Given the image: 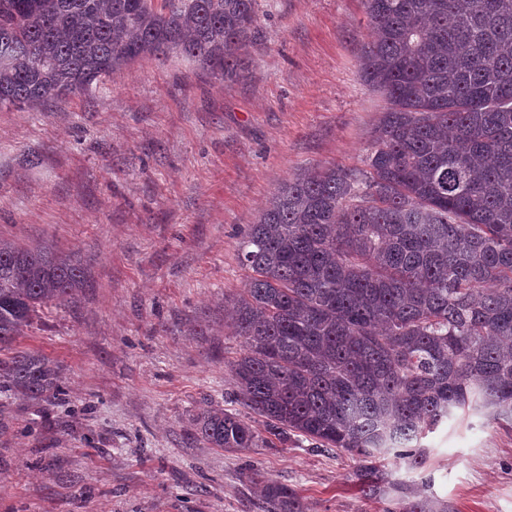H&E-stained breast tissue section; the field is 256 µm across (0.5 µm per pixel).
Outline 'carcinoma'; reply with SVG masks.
<instances>
[{
  "instance_id": "cac0c4a2",
  "label": "carcinoma",
  "mask_w": 512,
  "mask_h": 512,
  "mask_svg": "<svg viewBox=\"0 0 512 512\" xmlns=\"http://www.w3.org/2000/svg\"><path fill=\"white\" fill-rule=\"evenodd\" d=\"M366 4L362 78L388 103L367 168L297 175L240 244L229 369L263 431L218 407L195 433L232 451L301 437L350 455L386 512H454L382 461L421 467V440L459 411L512 427V0ZM256 34L257 0H0V107L85 94L142 59L235 81ZM86 283L71 254L0 240V393L61 394L58 368L13 343ZM261 496L308 512L286 485Z\"/></svg>"
}]
</instances>
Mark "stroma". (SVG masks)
Instances as JSON below:
<instances>
[{
    "label": "stroma",
    "mask_w": 512,
    "mask_h": 512,
    "mask_svg": "<svg viewBox=\"0 0 512 512\" xmlns=\"http://www.w3.org/2000/svg\"><path fill=\"white\" fill-rule=\"evenodd\" d=\"M257 18L244 80L142 60L50 107L0 108V237L90 270L17 340L63 392L0 394V512H258L249 469L311 512H385L348 454L194 435L203 410L238 408L224 305L246 286L243 230L297 174L364 168L385 106L360 77L365 0H258ZM424 444L422 467L389 462L395 478L456 512H512V428L461 413Z\"/></svg>",
    "instance_id": "obj_1"
}]
</instances>
